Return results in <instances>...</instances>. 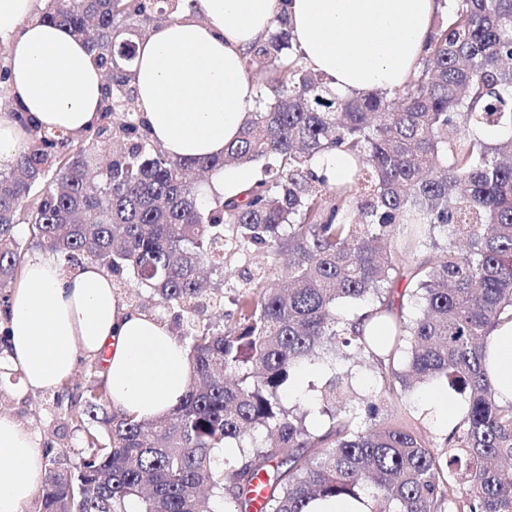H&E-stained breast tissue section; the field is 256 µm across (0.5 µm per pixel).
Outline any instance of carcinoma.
I'll list each match as a JSON object with an SVG mask.
<instances>
[{
  "instance_id": "cac0c4a2",
  "label": "carcinoma",
  "mask_w": 512,
  "mask_h": 512,
  "mask_svg": "<svg viewBox=\"0 0 512 512\" xmlns=\"http://www.w3.org/2000/svg\"><path fill=\"white\" fill-rule=\"evenodd\" d=\"M40 20L85 41L108 83L100 122L75 136L31 125L0 169V305L29 243L81 268L99 263L149 288L181 322L190 384L166 414L112 413L104 380L74 400L90 454L77 471L45 451L38 512H305L318 497L371 500L370 512H512V402L486 373L487 342L512 322V0H440L419 67L400 87L333 91L295 48L284 4L244 65L256 83L222 157L182 160L153 143L129 67L135 39L185 0H47ZM125 119L115 124L112 113ZM348 155L331 185L312 169ZM264 177L202 201L189 173L263 159ZM28 226V241L18 226ZM448 243L422 261L435 229ZM265 250L231 333L196 313L214 301L201 267ZM411 289L407 313L393 290ZM366 304L347 318L342 302ZM372 358L360 407L341 360ZM306 361L330 377L315 402L287 398ZM440 381L466 402L437 446L381 406ZM217 448H235L214 463ZM456 472L457 487L448 477Z\"/></svg>"
}]
</instances>
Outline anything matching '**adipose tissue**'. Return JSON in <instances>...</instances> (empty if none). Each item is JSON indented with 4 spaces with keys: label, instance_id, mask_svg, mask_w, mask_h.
I'll list each match as a JSON object with an SVG mask.
<instances>
[{
    "label": "adipose tissue",
    "instance_id": "1",
    "mask_svg": "<svg viewBox=\"0 0 512 512\" xmlns=\"http://www.w3.org/2000/svg\"><path fill=\"white\" fill-rule=\"evenodd\" d=\"M38 0H0L8 56L0 92L46 128L78 135L99 119L105 84L86 43L39 22ZM278 0H193L137 43L132 86L153 142L174 158L223 155L252 107L247 51L267 37ZM438 0H291L292 37L308 67L342 95L401 86L419 61ZM7 338L0 368L27 391H51L79 357L102 364L116 414L154 417L190 383L185 347L157 316L121 305L99 264L66 278L58 257L28 261L0 311ZM487 370L502 402L512 401V324L487 344ZM44 460L40 437L0 414V512H24Z\"/></svg>",
    "mask_w": 512,
    "mask_h": 512
}]
</instances>
